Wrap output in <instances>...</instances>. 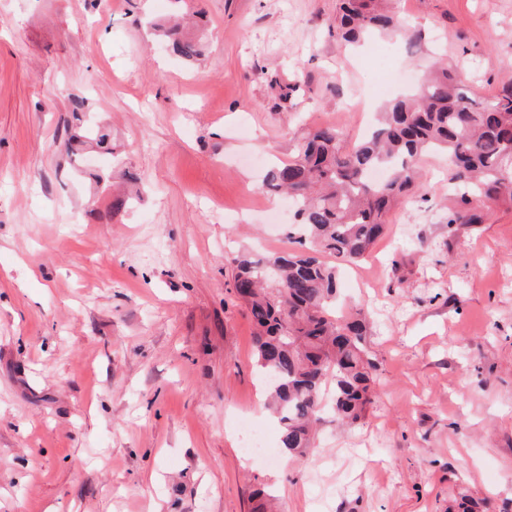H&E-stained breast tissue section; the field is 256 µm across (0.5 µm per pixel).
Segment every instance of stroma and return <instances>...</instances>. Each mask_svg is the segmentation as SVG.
<instances>
[{
	"label": "stroma",
	"mask_w": 512,
	"mask_h": 512,
	"mask_svg": "<svg viewBox=\"0 0 512 512\" xmlns=\"http://www.w3.org/2000/svg\"><path fill=\"white\" fill-rule=\"evenodd\" d=\"M338 6L0 0V512H255L259 488L275 512H512V207L447 226L442 154L342 270L378 366L365 418L323 423L307 461L240 450L243 417L280 444L232 289L233 252L295 247L267 234L294 216L267 169L311 128L363 141L360 113L436 60L487 99L512 83V0H398L421 44L388 38L385 69L337 37ZM188 9L193 63L144 23ZM76 97L111 152L68 149Z\"/></svg>",
	"instance_id": "1"
}]
</instances>
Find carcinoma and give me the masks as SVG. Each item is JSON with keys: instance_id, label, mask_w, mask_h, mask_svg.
Returning a JSON list of instances; mask_svg holds the SVG:
<instances>
[{"instance_id": "carcinoma-1", "label": "carcinoma", "mask_w": 512, "mask_h": 512, "mask_svg": "<svg viewBox=\"0 0 512 512\" xmlns=\"http://www.w3.org/2000/svg\"><path fill=\"white\" fill-rule=\"evenodd\" d=\"M151 28L181 59L202 55L201 39L180 24L156 21ZM404 32L384 0L341 4L336 34L348 43ZM82 144L107 150L110 136L99 127ZM432 152L448 157V183L458 190L448 226L484 224L493 208L512 206V83L479 101L454 70L438 67L415 95L385 105L366 141L349 149L337 127L313 128L293 157L265 176L267 188L287 193L297 206L291 234L299 249L233 258V288L249 310L255 363L281 425V447L291 457L307 455L325 412L354 426L373 402L377 364L366 344V314L338 312L340 270L323 256L364 259L390 211L418 191L415 166ZM375 170L385 178L372 180Z\"/></svg>"}]
</instances>
